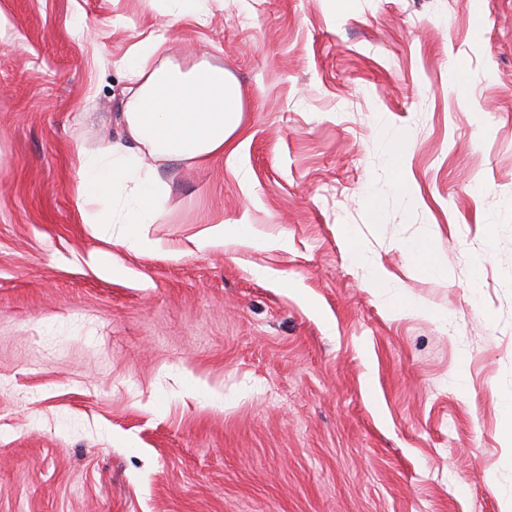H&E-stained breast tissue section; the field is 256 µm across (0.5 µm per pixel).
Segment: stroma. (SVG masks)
<instances>
[{"mask_svg": "<svg viewBox=\"0 0 512 512\" xmlns=\"http://www.w3.org/2000/svg\"><path fill=\"white\" fill-rule=\"evenodd\" d=\"M465 2L0 0V512H500L512 0ZM152 33L237 82L243 145L160 165L139 252L85 224L77 154L122 140ZM243 218L234 222V224H224V220L209 225L203 233L193 241V245L198 251H207L228 243L238 245H249L250 240L239 231V226L243 225Z\"/></svg>", "mask_w": 512, "mask_h": 512, "instance_id": "stroma-1", "label": "stroma"}]
</instances>
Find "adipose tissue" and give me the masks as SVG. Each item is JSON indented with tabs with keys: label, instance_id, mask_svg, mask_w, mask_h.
Returning <instances> with one entry per match:
<instances>
[{
	"label": "adipose tissue",
	"instance_id": "1",
	"mask_svg": "<svg viewBox=\"0 0 512 512\" xmlns=\"http://www.w3.org/2000/svg\"><path fill=\"white\" fill-rule=\"evenodd\" d=\"M166 50L164 38L149 36L121 62L130 84L122 112L127 143L78 153L87 223L119 225L116 242L136 250L152 246L139 226L160 223L166 211L168 188L155 162L190 166L223 158L241 123V94L223 67L204 59L185 67Z\"/></svg>",
	"mask_w": 512,
	"mask_h": 512
}]
</instances>
